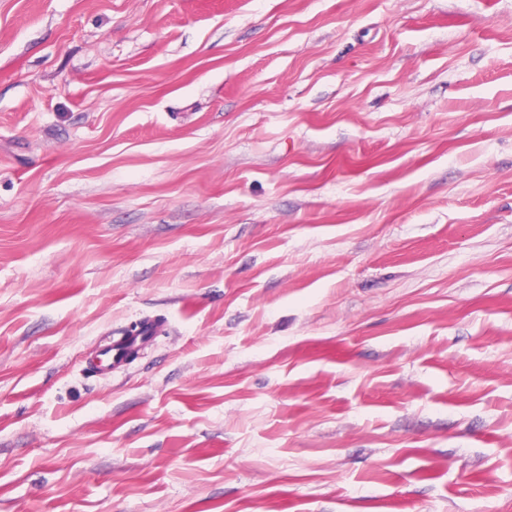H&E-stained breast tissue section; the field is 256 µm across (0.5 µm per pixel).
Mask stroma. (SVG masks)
I'll return each instance as SVG.
<instances>
[{"label":"stroma","mask_w":512,"mask_h":512,"mask_svg":"<svg viewBox=\"0 0 512 512\" xmlns=\"http://www.w3.org/2000/svg\"><path fill=\"white\" fill-rule=\"evenodd\" d=\"M0 512H512V0H0ZM152 332L151 327H142L134 335L120 336L116 340L113 339L101 350L102 360L95 363L94 368L112 370L113 366L124 362L131 352L138 351L143 344L147 343L152 337Z\"/></svg>","instance_id":"obj_1"}]
</instances>
